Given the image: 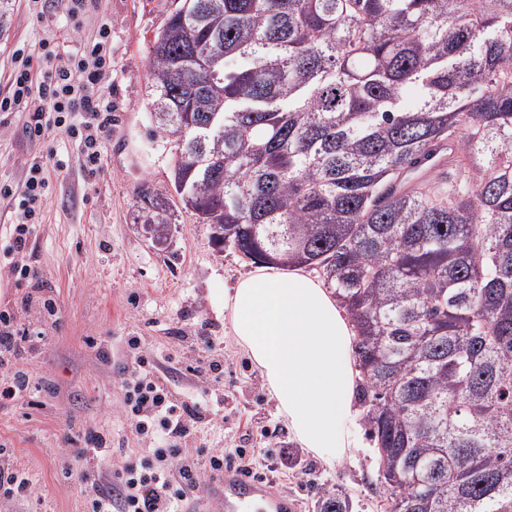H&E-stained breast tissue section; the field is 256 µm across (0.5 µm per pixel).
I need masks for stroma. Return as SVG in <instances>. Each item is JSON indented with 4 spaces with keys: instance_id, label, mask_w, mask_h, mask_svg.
<instances>
[{
    "instance_id": "1",
    "label": "stroma",
    "mask_w": 512,
    "mask_h": 512,
    "mask_svg": "<svg viewBox=\"0 0 512 512\" xmlns=\"http://www.w3.org/2000/svg\"><path fill=\"white\" fill-rule=\"evenodd\" d=\"M174 0H100L112 26V127L101 143L100 167L85 175L77 145L53 130L31 140L23 112H0V183H21L23 156L46 161L51 190L34 225L26 264L35 272L17 280L0 258V310L14 309L19 325L38 328L42 346L27 367L38 391L0 405V448L12 449L34 483L14 512H88L87 478L108 483L73 451L94 431L113 448V464L153 452L119 416L126 399L124 369L140 351L166 357L224 354L223 373L209 396L223 400L218 414L196 423L184 450L202 462L211 448L261 450L266 483L290 496L296 512H315L322 490L348 496L354 512H383L378 456L366 427H358L350 455L327 466L300 448L277 402L224 314V291L254 265L216 241L209 225L174 206L170 245L154 248L142 223V186L170 190L173 143L152 138L144 100L150 47L175 9ZM61 0H12L11 27L0 38V69L17 45L37 48L49 29L37 11L61 14ZM54 308L45 311L44 300ZM138 337L140 347L129 346Z\"/></svg>"
}]
</instances>
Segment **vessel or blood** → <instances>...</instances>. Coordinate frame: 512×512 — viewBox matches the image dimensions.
Listing matches in <instances>:
<instances>
[{"mask_svg":"<svg viewBox=\"0 0 512 512\" xmlns=\"http://www.w3.org/2000/svg\"><path fill=\"white\" fill-rule=\"evenodd\" d=\"M214 489L223 493L224 512H294L288 497L275 494L263 481L228 468L212 480Z\"/></svg>","mask_w":512,"mask_h":512,"instance_id":"vessel-or-blood-1","label":"vessel or blood"}]
</instances>
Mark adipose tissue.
I'll return each mask as SVG.
<instances>
[{
	"label": "adipose tissue",
	"instance_id": "obj_1",
	"mask_svg": "<svg viewBox=\"0 0 512 512\" xmlns=\"http://www.w3.org/2000/svg\"><path fill=\"white\" fill-rule=\"evenodd\" d=\"M231 333L277 401L293 439L326 465L355 446V331L318 279L261 265L224 293Z\"/></svg>",
	"mask_w": 512,
	"mask_h": 512
}]
</instances>
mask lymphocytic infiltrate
<instances>
[{
	"instance_id": "obj_1",
	"label": "lymphocytic infiltrate",
	"mask_w": 512,
	"mask_h": 512,
	"mask_svg": "<svg viewBox=\"0 0 512 512\" xmlns=\"http://www.w3.org/2000/svg\"><path fill=\"white\" fill-rule=\"evenodd\" d=\"M7 89L0 93V112L28 115L30 136H42L49 127L63 130L78 144L86 172H95L100 144L112 124V30L99 20L83 46L61 53L55 35L43 38L37 53L15 50ZM22 188L0 185V200L17 217L13 233L0 250L4 257L23 254L29 246L31 223L47 204L49 176L46 163L24 161ZM40 342L39 337L15 327L9 311L0 312V402L33 396L38 387L23 361ZM155 355L143 354L128 369V395L122 410L137 434L155 444L153 457L127 460L115 469L109 487L91 485V512H184L191 495L209 483L215 471L235 465L255 475L259 464L240 448L213 449L206 464L183 458L176 440H190L191 427L203 413L212 412L207 391L178 399L155 375ZM33 482L13 459L11 450L0 448V504L30 496Z\"/></svg>"
}]
</instances>
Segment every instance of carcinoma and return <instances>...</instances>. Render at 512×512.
<instances>
[{
  "mask_svg": "<svg viewBox=\"0 0 512 512\" xmlns=\"http://www.w3.org/2000/svg\"><path fill=\"white\" fill-rule=\"evenodd\" d=\"M150 74L183 206L353 320L392 512H512V0H182ZM139 198L163 250L169 198Z\"/></svg>",
  "mask_w": 512,
  "mask_h": 512,
  "instance_id": "cac0c4a2",
  "label": "carcinoma"
}]
</instances>
